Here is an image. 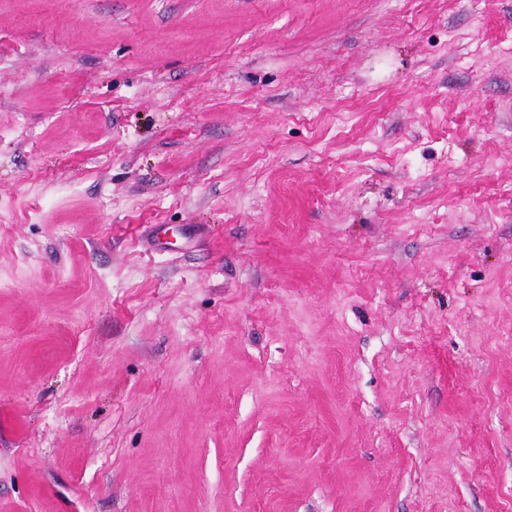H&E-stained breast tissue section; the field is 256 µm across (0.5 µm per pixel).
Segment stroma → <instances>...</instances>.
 Here are the masks:
<instances>
[{"mask_svg": "<svg viewBox=\"0 0 512 512\" xmlns=\"http://www.w3.org/2000/svg\"><path fill=\"white\" fill-rule=\"evenodd\" d=\"M0 512H512V0H0Z\"/></svg>", "mask_w": 512, "mask_h": 512, "instance_id": "stroma-1", "label": "stroma"}]
</instances>
